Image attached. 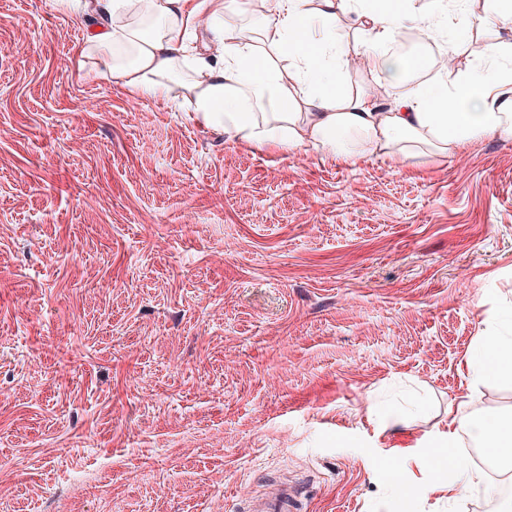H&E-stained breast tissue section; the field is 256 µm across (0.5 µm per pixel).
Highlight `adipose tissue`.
Returning a JSON list of instances; mask_svg holds the SVG:
<instances>
[{"instance_id":"ef3b65f1","label":"adipose tissue","mask_w":512,"mask_h":512,"mask_svg":"<svg viewBox=\"0 0 512 512\" xmlns=\"http://www.w3.org/2000/svg\"><path fill=\"white\" fill-rule=\"evenodd\" d=\"M87 21L83 56L94 77L128 87L142 97L185 95L192 119L223 129L230 139L285 151L314 148L356 162L383 155L403 164L449 155L487 135L512 139V8L486 0L471 17L473 29L508 33L486 44L485 75H438L433 83L411 77L426 70L415 54L369 49L394 42L400 13L355 10L356 0H58ZM357 11L362 37L344 46L336 22ZM207 18L209 62H192L190 35ZM365 57L368 71L400 86L388 109L364 92L338 88L336 60ZM472 386L491 379L512 383V309L488 322L470 356ZM490 450L512 447V414L467 421Z\"/></svg>"}]
</instances>
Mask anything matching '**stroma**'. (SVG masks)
Here are the masks:
<instances>
[{
  "label": "stroma",
  "instance_id": "1",
  "mask_svg": "<svg viewBox=\"0 0 512 512\" xmlns=\"http://www.w3.org/2000/svg\"><path fill=\"white\" fill-rule=\"evenodd\" d=\"M483 74L454 19L432 32ZM85 24L0 0V512H512L464 417L512 307V140L351 164L229 139L78 66ZM406 424L389 420L398 412ZM467 366L474 388L489 379L512 383V309L500 312L487 323ZM299 493L288 485H278L253 501L249 512H298Z\"/></svg>",
  "mask_w": 512,
  "mask_h": 512
}]
</instances>
